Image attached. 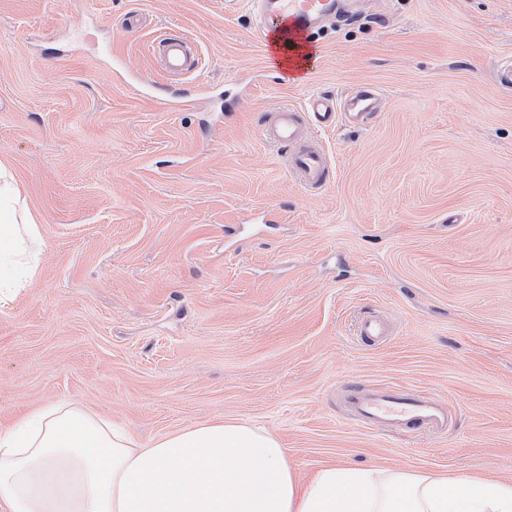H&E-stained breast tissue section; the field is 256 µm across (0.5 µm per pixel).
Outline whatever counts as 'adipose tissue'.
<instances>
[{"label":"adipose tissue","mask_w":512,"mask_h":512,"mask_svg":"<svg viewBox=\"0 0 512 512\" xmlns=\"http://www.w3.org/2000/svg\"><path fill=\"white\" fill-rule=\"evenodd\" d=\"M42 226L0 164V305L35 280ZM0 512H512V481L330 466L299 483L280 440L247 421L150 446L69 402L0 426Z\"/></svg>","instance_id":"ef3b65f1"}]
</instances>
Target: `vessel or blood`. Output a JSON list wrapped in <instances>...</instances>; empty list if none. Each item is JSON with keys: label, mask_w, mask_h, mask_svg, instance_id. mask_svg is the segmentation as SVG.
<instances>
[{"label": "vessel or blood", "mask_w": 512, "mask_h": 512, "mask_svg": "<svg viewBox=\"0 0 512 512\" xmlns=\"http://www.w3.org/2000/svg\"><path fill=\"white\" fill-rule=\"evenodd\" d=\"M348 0H251L256 14L255 37L258 42L270 40L269 18L282 21L280 40L292 52H300L310 36L354 16L365 15L370 6L361 0L357 9H349ZM158 56L165 70L184 74L194 69L188 41L180 35L160 34L147 47ZM384 96L381 89L370 85L346 95L343 100L329 94H313L304 106H282L266 112L260 134L267 142L284 148L289 175L304 189L318 191L329 185L332 161L321 145L320 132L338 125H353L381 111ZM355 333L369 344L384 342L388 326L380 317L364 315L357 319ZM347 401L356 421L365 427H386L397 432L406 428L444 431L448 428L449 410L431 395L417 390L397 391L382 388L372 393L355 391Z\"/></svg>", "instance_id": "obj_1"}]
</instances>
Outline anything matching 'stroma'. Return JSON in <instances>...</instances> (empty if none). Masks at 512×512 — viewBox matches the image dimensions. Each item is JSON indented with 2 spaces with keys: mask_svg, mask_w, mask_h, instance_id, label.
<instances>
[{
  "mask_svg": "<svg viewBox=\"0 0 512 512\" xmlns=\"http://www.w3.org/2000/svg\"><path fill=\"white\" fill-rule=\"evenodd\" d=\"M279 83L247 0H0V161L43 224L0 307V425L68 400L141 442L238 419L299 480L328 466L512 480V0H381ZM190 37L197 69L146 43ZM363 83L310 192L265 112ZM273 211V224L242 215ZM366 311L393 334H353ZM423 389L445 434L349 423L354 388Z\"/></svg>",
  "mask_w": 512,
  "mask_h": 512,
  "instance_id": "obj_1",
  "label": "stroma"
}]
</instances>
